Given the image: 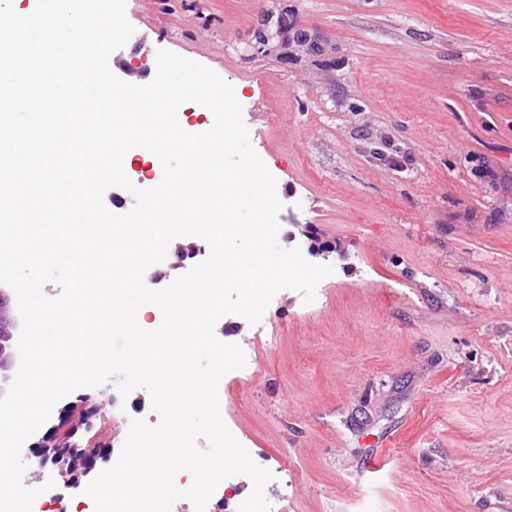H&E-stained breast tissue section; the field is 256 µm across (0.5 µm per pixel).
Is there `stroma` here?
I'll use <instances>...</instances> for the list:
<instances>
[{
    "mask_svg": "<svg viewBox=\"0 0 512 512\" xmlns=\"http://www.w3.org/2000/svg\"><path fill=\"white\" fill-rule=\"evenodd\" d=\"M121 58L167 49L242 87L280 246L336 244L316 304L278 291L223 421L278 460V512H512V0H127ZM288 21L287 50H259ZM114 382L85 451L122 447ZM386 463L369 473L376 452Z\"/></svg>",
    "mask_w": 512,
    "mask_h": 512,
    "instance_id": "35a3bbf8",
    "label": "stroma"
}]
</instances>
